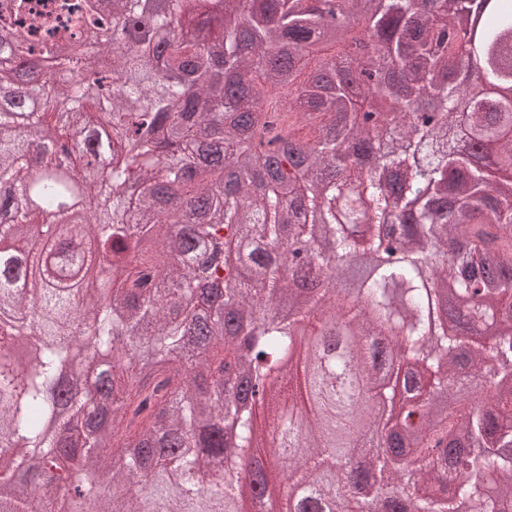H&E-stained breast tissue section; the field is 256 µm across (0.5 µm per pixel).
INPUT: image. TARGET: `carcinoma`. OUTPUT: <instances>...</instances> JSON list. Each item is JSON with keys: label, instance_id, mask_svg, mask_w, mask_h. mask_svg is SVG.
Returning <instances> with one entry per match:
<instances>
[{"label": "carcinoma", "instance_id": "1", "mask_svg": "<svg viewBox=\"0 0 512 512\" xmlns=\"http://www.w3.org/2000/svg\"><path fill=\"white\" fill-rule=\"evenodd\" d=\"M0 0V25L22 42H0V82L23 79L22 94L0 104V349L20 331L15 314L38 308L29 362L0 352V472L14 488L0 512H59L66 472L77 461L87 484H112V500L89 494L69 512H228L234 489H203L195 473L258 452L262 433L239 410L236 379L268 392L269 419L302 402L287 401L295 377L308 402L306 433L288 446L269 443L261 482L288 473L282 512H349L345 501L352 426L373 410L350 401L352 380L306 352L296 373L291 323L262 326L251 355H237L239 327L280 307L288 265L266 260L284 239L326 249L307 253L309 272L326 274L327 252L373 256L395 240L403 261L349 288H323L306 301L334 305L351 289L364 296L350 313L356 373L375 377L378 328L404 360L393 387L417 423L388 434L394 452L433 457L405 479L394 500L372 499L364 512H512V455L482 460L448 456V440L496 441L512 448V373L487 386L486 361H512V100L488 95L461 110L458 71L484 69L512 86V0L485 17L482 56L465 57V21L477 0H336L348 19L368 17L372 40L325 20L321 0ZM112 29L119 46L92 44L57 67L68 73L55 94L69 101L61 124L31 101L45 88L31 66L87 27ZM387 53L411 93L383 84L397 105L393 128L359 118L371 88L352 76ZM318 68L295 86L305 59ZM94 77L88 91L81 77ZM56 137L75 145L59 172L33 147ZM361 139L377 149L386 176L369 187L377 234L336 221L349 180L321 183L336 165V142ZM242 247L236 263L218 258ZM435 246L444 264L421 266ZM201 266L211 287L182 301ZM449 277L468 302L463 326L448 323V300L427 281ZM70 321L91 329L107 367L91 365L84 394L55 438L61 416L53 393L81 357L79 337L60 336ZM443 367L441 376L431 369Z\"/></svg>", "mask_w": 512, "mask_h": 512}]
</instances>
